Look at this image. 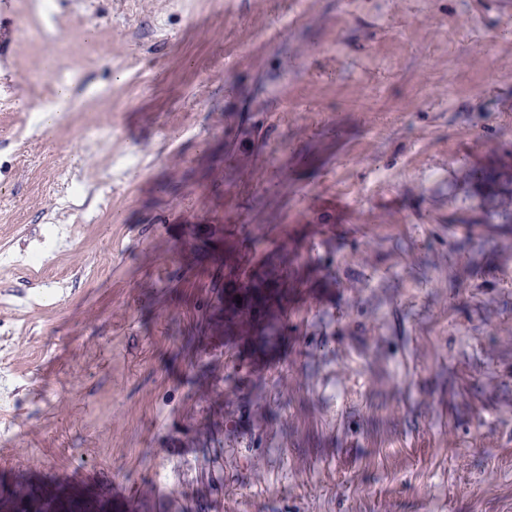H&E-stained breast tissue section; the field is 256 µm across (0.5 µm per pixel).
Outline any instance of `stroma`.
Here are the masks:
<instances>
[{"mask_svg":"<svg viewBox=\"0 0 512 512\" xmlns=\"http://www.w3.org/2000/svg\"><path fill=\"white\" fill-rule=\"evenodd\" d=\"M10 2L0 512H512V18ZM73 98L69 84H60L57 88L56 103L52 107L36 108L34 113L33 131L42 134L57 127L64 120Z\"/></svg>","mask_w":512,"mask_h":512,"instance_id":"stroma-1","label":"stroma"}]
</instances>
